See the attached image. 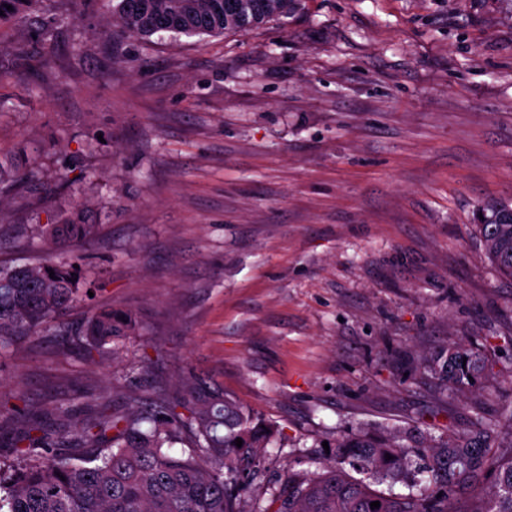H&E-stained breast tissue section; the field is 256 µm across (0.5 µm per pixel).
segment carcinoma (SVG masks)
Instances as JSON below:
<instances>
[{
  "label": "carcinoma",
  "mask_w": 512,
  "mask_h": 512,
  "mask_svg": "<svg viewBox=\"0 0 512 512\" xmlns=\"http://www.w3.org/2000/svg\"><path fill=\"white\" fill-rule=\"evenodd\" d=\"M39 0H0V24L40 25V51L31 69L53 56L50 24L33 18ZM12 10H7V6ZM300 0H117L103 34L145 39L162 31L186 36L246 33L298 10ZM39 181L17 157L0 158V193ZM89 209L76 208L40 228L43 243L71 247L92 235ZM481 237L497 272L512 277V207H483ZM38 263L0 267V359L23 336L50 325L78 294L77 269ZM132 320L110 309L91 315L81 335L86 350L104 353L127 334ZM425 368L460 392L484 370L479 353L463 343L443 348ZM68 406L32 411L0 409V447L21 462L0 467V512H247L240 508L245 479L260 465L274 428L244 411L209 378L188 373L175 399L159 394L131 401L127 411L88 410L75 425L70 455H58V421ZM188 438L186 455L169 448ZM242 446L235 445L236 439ZM392 459H386V455ZM418 461L394 433L359 432L336 440L334 458L314 473L289 472L278 495L252 512H512V397L495 419L475 418L468 430L427 438ZM429 485L419 493L389 494L371 483ZM378 501L380 506L371 508Z\"/></svg>",
  "instance_id": "1"
}]
</instances>
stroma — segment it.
Instances as JSON below:
<instances>
[{
  "label": "stroma",
  "instance_id": "stroma-1",
  "mask_svg": "<svg viewBox=\"0 0 512 512\" xmlns=\"http://www.w3.org/2000/svg\"><path fill=\"white\" fill-rule=\"evenodd\" d=\"M109 0L66 17L48 69L0 26V153L40 180L0 199V265L80 261L76 302L0 365V397L82 417L194 371L272 423L248 499L319 470L357 431L425 436L490 417L512 391V279L486 254L487 204H512V0H301L247 33L110 41ZM52 191H45V184ZM89 206L96 232L37 229ZM131 315L111 354L79 336ZM479 350L466 396L422 359Z\"/></svg>",
  "mask_w": 512,
  "mask_h": 512
}]
</instances>
